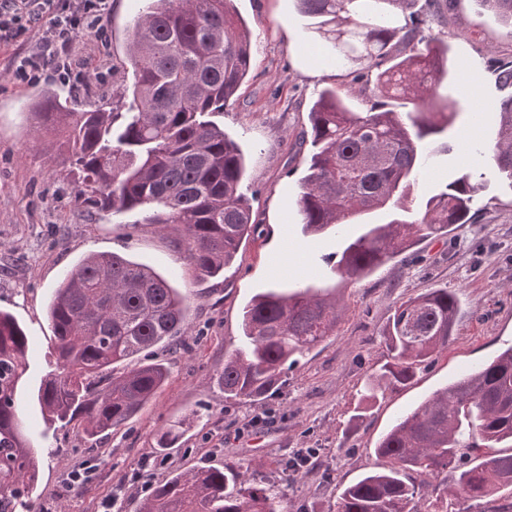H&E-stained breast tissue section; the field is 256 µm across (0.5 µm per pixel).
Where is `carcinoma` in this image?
<instances>
[{"instance_id":"obj_1","label":"carcinoma","mask_w":512,"mask_h":512,"mask_svg":"<svg viewBox=\"0 0 512 512\" xmlns=\"http://www.w3.org/2000/svg\"><path fill=\"white\" fill-rule=\"evenodd\" d=\"M232 0H140L128 26L131 84L115 104L75 112L49 93L37 104L42 125H64L83 202L136 224H180L188 258L206 278L224 275L248 236L242 150L212 117L236 97L252 65L250 32ZM512 25V0H482ZM415 0H297L313 20L326 61L359 83L376 71L363 112L337 90L319 92L308 121L311 151L296 200L302 233L318 235L375 211L346 241L341 277L356 281L422 239L471 224L482 184L466 169L429 196L421 217L407 206L416 172L438 150L458 102L439 93L448 47L426 38L408 14ZM506 91L492 160L512 181V60L493 61ZM460 302L446 288L401 303L383 329L387 360L365 383L367 398L410 382L453 339ZM187 297L151 267L116 253H91L55 290L49 307L53 367L37 399L46 421L79 424L90 436L130 423L168 378L142 354L172 344L185 324ZM342 317L336 288H268L242 308V342L216 383L224 399L257 402L283 382L284 366L333 335ZM29 338L0 311V512H32L37 459L17 419ZM126 366L117 372L115 367ZM512 346L465 372L402 417L377 443L380 471L345 487L337 512H418L428 478L456 472L450 493L481 500L512 487ZM284 491L235 467L171 471L138 512H283Z\"/></svg>"}]
</instances>
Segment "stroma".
<instances>
[{"label":"stroma","instance_id":"1","mask_svg":"<svg viewBox=\"0 0 512 512\" xmlns=\"http://www.w3.org/2000/svg\"><path fill=\"white\" fill-rule=\"evenodd\" d=\"M233 6L251 30L253 62L235 101L215 120L246 155L243 190L252 199L254 224L218 279L200 278L180 225L116 224L83 204L64 131L40 127L38 116L25 110L47 90L71 97L78 109L111 102L129 83L123 67L127 26L139 0H111L102 21L105 41L90 33L77 37L71 56L72 71L81 77L76 84L52 70L17 84L13 60L34 46L36 36L0 43V309L11 312L30 338L18 414L40 459L38 512H102L110 499L112 512H137L144 494L132 475L147 458L168 469L236 464L279 484L284 512H336L346 486L382 468L374 447L398 418L512 345V187L492 160L479 165L480 196L490 207L476 223L421 240L368 278L341 280L336 263L344 241L362 234L363 225H346L341 235H303L292 200L308 154L299 144L308 112L322 88L346 91L350 78L336 67L317 68L309 49L318 36L295 0H233ZM413 11L424 34L447 44L448 71L460 91L448 149L436 156L439 176L418 178L414 186L412 209L418 212L438 186L471 164L462 153L466 132L493 145L499 121L493 104L502 91L489 61L512 59V28L479 0H455L441 23L427 0H416ZM475 77L481 85L476 93L469 88ZM91 252H116L152 267L182 288L190 303L181 349L159 347L150 354L169 370L165 385L133 421L99 438L78 426L50 428L34 397L49 370L53 292ZM297 282L335 288L344 315L334 335L298 357L283 389L262 404L225 400L214 377L241 344L244 305L263 288ZM432 288L455 292L461 301L447 351L409 384L365 401V381L385 361L380 333L395 306ZM263 405L279 410L276 425L237 435L242 420ZM184 420L190 426L176 445L157 449L156 435ZM298 448L320 451L300 473L283 466ZM87 462L97 467L95 482L68 488V472Z\"/></svg>","mask_w":512,"mask_h":512}]
</instances>
